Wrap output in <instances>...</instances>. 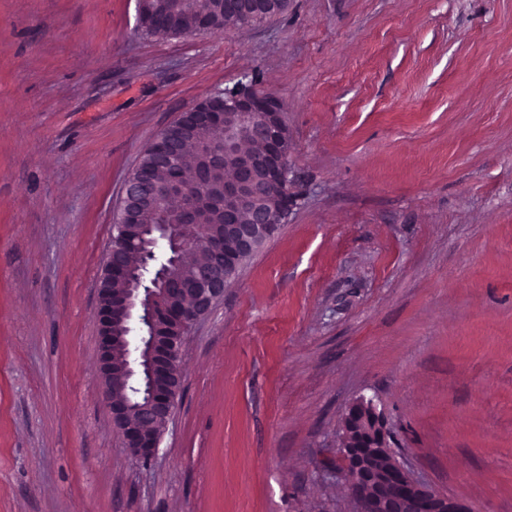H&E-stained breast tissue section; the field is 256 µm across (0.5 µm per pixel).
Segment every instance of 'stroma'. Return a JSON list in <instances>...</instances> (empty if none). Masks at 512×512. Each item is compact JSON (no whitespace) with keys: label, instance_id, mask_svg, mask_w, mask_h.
<instances>
[{"label":"stroma","instance_id":"35a3bbf8","mask_svg":"<svg viewBox=\"0 0 512 512\" xmlns=\"http://www.w3.org/2000/svg\"><path fill=\"white\" fill-rule=\"evenodd\" d=\"M246 73L297 204L187 336L138 462L97 383L113 214ZM361 392L420 481L512 512V0H289L166 38L137 0H0V512H351L323 462Z\"/></svg>","mask_w":512,"mask_h":512}]
</instances>
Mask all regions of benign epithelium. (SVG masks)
<instances>
[{"label":"benign epithelium","mask_w":512,"mask_h":512,"mask_svg":"<svg viewBox=\"0 0 512 512\" xmlns=\"http://www.w3.org/2000/svg\"><path fill=\"white\" fill-rule=\"evenodd\" d=\"M240 17L259 15L266 0H232ZM197 125L224 127V140H194L196 168L190 181L153 184L131 176L118 210L119 220L140 208L169 215L163 203L174 196L195 220L160 224L161 235L137 244L111 239L102 265L95 318L99 331V384L112 425L138 460L151 459L159 447L181 392V358L191 328L224 300V288L238 274L239 259L259 249L288 220L292 210L288 169V128L277 101L245 86L233 95L207 98L191 108ZM258 150L247 151L250 144ZM158 166L181 158V143L156 137L147 147ZM235 163L236 176L214 188L218 158ZM209 191L210 205L224 211V223L198 220V190ZM279 195L276 208L267 205ZM193 247L206 262L191 277L178 274L183 252ZM166 319L178 335L149 333L142 366L147 398L132 408L127 384L138 361L117 351L127 343L140 348L143 330ZM340 440L328 463L346 483L353 512H468L461 503L417 482L389 444L390 431L374 397L361 393L345 409Z\"/></svg>","instance_id":"obj_1"}]
</instances>
